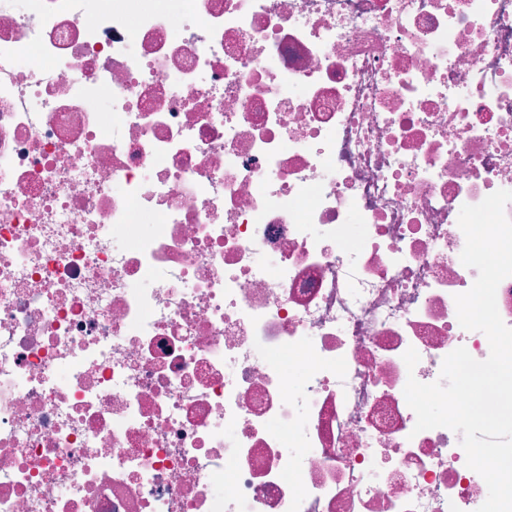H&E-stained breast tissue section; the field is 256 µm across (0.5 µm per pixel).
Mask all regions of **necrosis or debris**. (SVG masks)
Instances as JSON below:
<instances>
[{
  "label": "necrosis or debris",
  "instance_id": "1",
  "mask_svg": "<svg viewBox=\"0 0 512 512\" xmlns=\"http://www.w3.org/2000/svg\"><path fill=\"white\" fill-rule=\"evenodd\" d=\"M500 189L512 0H0V512H477Z\"/></svg>",
  "mask_w": 512,
  "mask_h": 512
}]
</instances>
